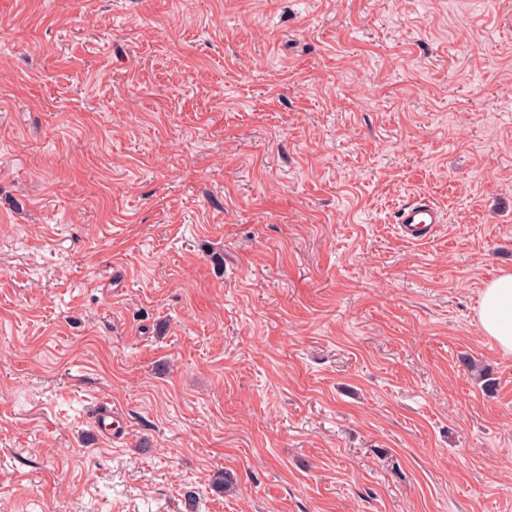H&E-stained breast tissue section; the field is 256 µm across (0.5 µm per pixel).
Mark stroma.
<instances>
[{
	"mask_svg": "<svg viewBox=\"0 0 512 512\" xmlns=\"http://www.w3.org/2000/svg\"><path fill=\"white\" fill-rule=\"evenodd\" d=\"M508 11L0 0V512H512ZM444 211L425 197L415 198L398 207L395 224L400 237L410 243H423L432 239L444 223ZM482 333L492 338L504 355H512V273L486 283L475 314ZM117 412L111 406L103 405L96 412L94 420V434L101 442H114L118 440L117 428L113 427Z\"/></svg>",
	"mask_w": 512,
	"mask_h": 512,
	"instance_id": "stroma-1",
	"label": "stroma"
}]
</instances>
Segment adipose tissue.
<instances>
[{
  "mask_svg": "<svg viewBox=\"0 0 512 512\" xmlns=\"http://www.w3.org/2000/svg\"><path fill=\"white\" fill-rule=\"evenodd\" d=\"M475 317L482 333L492 338L504 355H512L511 272L484 285Z\"/></svg>",
  "mask_w": 512,
  "mask_h": 512,
  "instance_id": "1",
  "label": "adipose tissue"
}]
</instances>
